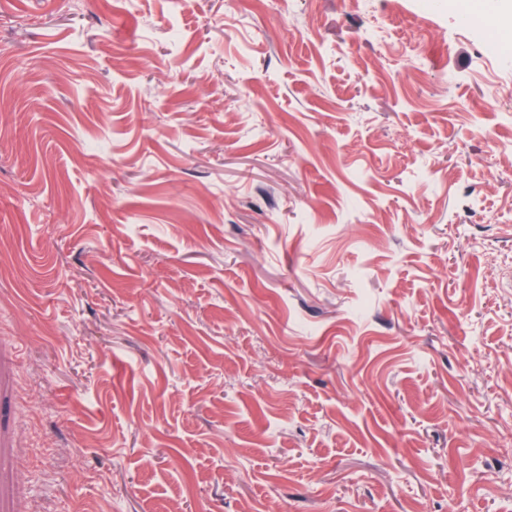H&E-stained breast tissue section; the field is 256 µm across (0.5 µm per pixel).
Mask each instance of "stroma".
Masks as SVG:
<instances>
[{"instance_id": "obj_1", "label": "stroma", "mask_w": 512, "mask_h": 512, "mask_svg": "<svg viewBox=\"0 0 512 512\" xmlns=\"http://www.w3.org/2000/svg\"><path fill=\"white\" fill-rule=\"evenodd\" d=\"M506 38L0 0V512H512Z\"/></svg>"}]
</instances>
